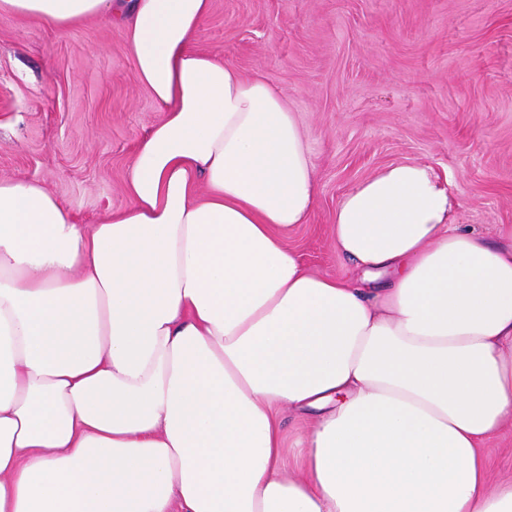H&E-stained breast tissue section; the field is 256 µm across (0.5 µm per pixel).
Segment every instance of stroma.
Masks as SVG:
<instances>
[{
	"mask_svg": "<svg viewBox=\"0 0 512 512\" xmlns=\"http://www.w3.org/2000/svg\"><path fill=\"white\" fill-rule=\"evenodd\" d=\"M200 52L287 100L316 172L308 223L285 241L341 274L340 198L394 163L447 180L457 221L512 240V0H212ZM162 117L121 33L0 17V178L43 185L77 223L124 208L139 139Z\"/></svg>",
	"mask_w": 512,
	"mask_h": 512,
	"instance_id": "35a3bbf8",
	"label": "stroma"
}]
</instances>
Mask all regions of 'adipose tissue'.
Returning a JSON list of instances; mask_svg holds the SVG:
<instances>
[{"instance_id":"adipose-tissue-1","label":"adipose tissue","mask_w":512,"mask_h":512,"mask_svg":"<svg viewBox=\"0 0 512 512\" xmlns=\"http://www.w3.org/2000/svg\"><path fill=\"white\" fill-rule=\"evenodd\" d=\"M210 11L0 0L115 21L163 114L92 226L0 179V512H512L483 453L512 422V244L398 163L336 207L355 277L309 270L283 237L316 194L303 132L195 49Z\"/></svg>"}]
</instances>
